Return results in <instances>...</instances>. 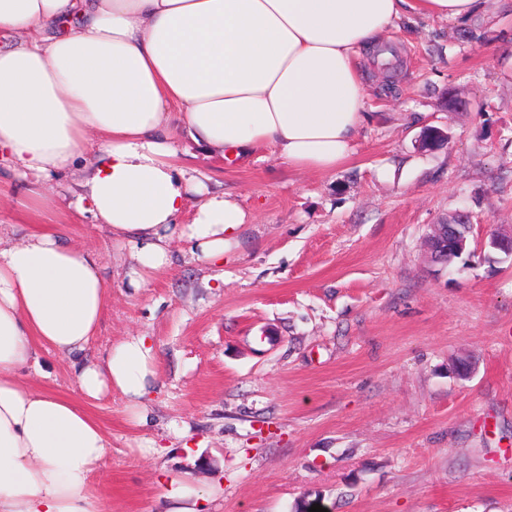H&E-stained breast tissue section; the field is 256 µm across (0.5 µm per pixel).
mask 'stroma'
Instances as JSON below:
<instances>
[{"label": "stroma", "instance_id": "stroma-1", "mask_svg": "<svg viewBox=\"0 0 512 512\" xmlns=\"http://www.w3.org/2000/svg\"><path fill=\"white\" fill-rule=\"evenodd\" d=\"M384 40L402 63L360 60L372 119L334 171L179 142L176 168L253 216L221 265L176 241L173 267L133 287L128 249L73 207L85 169L37 206L0 160V239L55 229L102 265L85 360L131 336L155 351L145 426L120 392L86 401L72 359L39 346L22 373L104 429L101 512H155L172 480L205 512H512V258L481 244L512 231V0L406 18ZM450 92L467 108L448 110ZM428 127L447 145L420 149ZM461 208L469 254L434 263L429 226Z\"/></svg>", "mask_w": 512, "mask_h": 512}]
</instances>
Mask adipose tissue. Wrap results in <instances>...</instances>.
Segmentation results:
<instances>
[{
  "instance_id": "1",
  "label": "adipose tissue",
  "mask_w": 512,
  "mask_h": 512,
  "mask_svg": "<svg viewBox=\"0 0 512 512\" xmlns=\"http://www.w3.org/2000/svg\"><path fill=\"white\" fill-rule=\"evenodd\" d=\"M477 2L0 0V155L19 175L48 177L97 136L79 199L142 271L171 267L176 239L220 264L251 216L175 168L179 136L237 158L270 146L295 169L336 170L369 119L356 57L405 16L461 19ZM108 296L96 255L60 233L0 246V512H100L87 486L108 448L103 428L21 372L36 342L84 352ZM154 378L143 336L77 369L84 397L119 390L141 424Z\"/></svg>"
}]
</instances>
